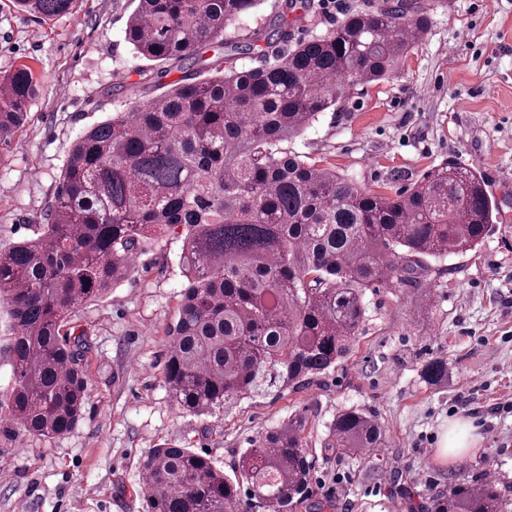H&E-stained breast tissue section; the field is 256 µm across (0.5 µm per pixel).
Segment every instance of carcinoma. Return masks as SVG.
<instances>
[{"mask_svg":"<svg viewBox=\"0 0 512 512\" xmlns=\"http://www.w3.org/2000/svg\"><path fill=\"white\" fill-rule=\"evenodd\" d=\"M74 0H16L50 18ZM259 0H139L126 40L182 72L153 99L72 144L37 237L0 250V304L12 319L14 381L0 396L3 430L53 437L89 400L88 341L63 328L80 305L132 268L140 244L181 227L187 281L168 330L164 375L180 411L208 415L241 399L298 390L337 366L364 320L365 291L416 282L426 259L464 254L493 229L481 173L448 159L408 189L379 194L288 149L346 90L380 80L428 27L410 0H384L336 29L296 42L274 62L202 76L203 54ZM281 18L263 40L291 41ZM31 71L0 76V142L24 124ZM426 380L448 378L443 359ZM307 419L258 437L234 475L189 448L162 444L144 462L148 512H291L308 500ZM371 414L336 416L329 447L371 454ZM250 484L242 495L240 481ZM492 482L435 491L427 512H505Z\"/></svg>","mask_w":512,"mask_h":512,"instance_id":"cac0c4a2","label":"carcinoma"}]
</instances>
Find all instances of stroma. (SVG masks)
Wrapping results in <instances>:
<instances>
[{
  "label": "stroma",
  "mask_w": 512,
  "mask_h": 512,
  "mask_svg": "<svg viewBox=\"0 0 512 512\" xmlns=\"http://www.w3.org/2000/svg\"><path fill=\"white\" fill-rule=\"evenodd\" d=\"M430 22L389 78L347 89L291 144L359 188H407L448 156L478 167L497 206L494 230L473 251L428 259L413 285L370 288L367 319L348 359L306 387L210 415L179 413L164 379L166 331L185 281L183 238L142 244L131 273L78 307L65 327L91 345L82 420L45 438L0 432V512H146L143 462L172 442L224 471L265 430L307 415L312 498L331 512H422L433 491L493 477L512 502V0H413ZM138 0H75L38 18L0 0V75L28 67L36 94L24 126L0 144V249L45 223L72 142L129 111L180 76L150 62L125 37ZM382 0H322L287 11L261 0L224 30L240 44L287 18L293 40L325 34ZM448 362L438 386L427 362ZM342 410L374 415L384 437L371 455L329 450ZM478 438L459 459L443 454L448 424Z\"/></svg>",
  "instance_id": "35a3bbf8"
}]
</instances>
